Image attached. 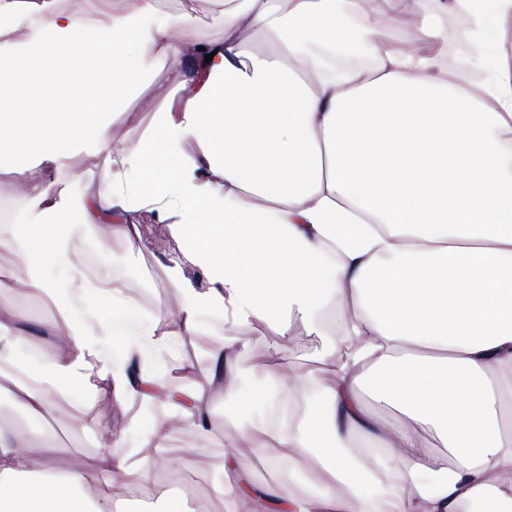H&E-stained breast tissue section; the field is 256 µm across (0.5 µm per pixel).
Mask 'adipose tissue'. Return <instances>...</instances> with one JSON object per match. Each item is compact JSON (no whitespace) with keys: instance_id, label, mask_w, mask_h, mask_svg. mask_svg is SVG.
<instances>
[{"instance_id":"ef3b65f1","label":"adipose tissue","mask_w":512,"mask_h":512,"mask_svg":"<svg viewBox=\"0 0 512 512\" xmlns=\"http://www.w3.org/2000/svg\"><path fill=\"white\" fill-rule=\"evenodd\" d=\"M212 0H180L172 24L149 18L158 0H127L87 25L58 0H0V17L32 15L25 41L0 27V153L28 166L61 163L74 150L104 187L72 201L49 179L31 187L23 214L0 232V250L26 268L0 302V332L14 330L16 298L53 300L44 329L64 339L54 375L21 386L25 413L48 412L61 380L92 373L118 399L155 400L151 379L132 385L126 367L99 361L110 343L139 351L134 306L118 289L72 274L68 218L81 212L108 237H141L140 212L183 245L184 267L209 287L189 294L163 341L199 331L200 308L232 326L260 321L280 335L294 322L323 339L332 383L289 371L271 357L278 397L311 390L316 405L265 424L282 448V480L269 484L227 456L228 512H371L364 484L395 462L387 512H512V62L479 56L478 91L449 76L440 54L455 32L449 13L471 0H414L420 47L382 48L381 23L346 20L347 0H224V34L179 46L174 28L195 23ZM271 46L254 48L258 33ZM190 61L146 135L109 157L108 116L152 65ZM223 196V207L213 200ZM65 270L49 278L44 261ZM92 294L88 324L67 298ZM339 324L356 339L341 350ZM237 341L211 354L207 384L175 379L171 416L207 435L215 389L238 421ZM393 409L396 419L379 415ZM40 430L0 427V512H113L90 498L88 478L140 491L158 464L111 434L91 475L57 469ZM320 465V481L293 494L297 458Z\"/></svg>"}]
</instances>
